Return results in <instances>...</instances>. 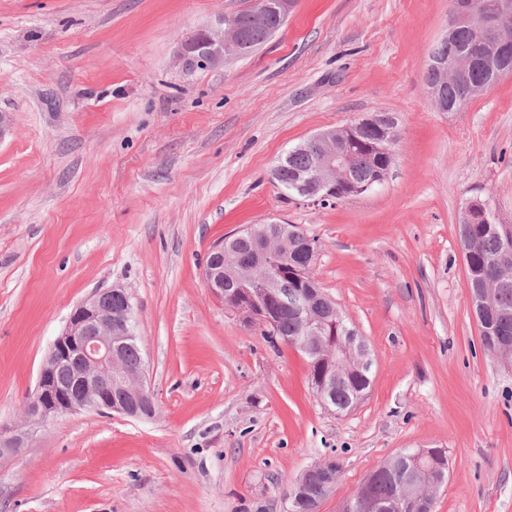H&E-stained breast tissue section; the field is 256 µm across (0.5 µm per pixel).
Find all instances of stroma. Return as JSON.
I'll return each instance as SVG.
<instances>
[{"mask_svg":"<svg viewBox=\"0 0 512 512\" xmlns=\"http://www.w3.org/2000/svg\"><path fill=\"white\" fill-rule=\"evenodd\" d=\"M255 0H0V512H289L310 465L342 512L396 453L443 448L434 512H512V366L485 351L458 239L465 203L512 225V74L457 112L431 104L452 0H296L258 50L182 71V40ZM396 120L386 180L351 201L282 194L310 135ZM299 225L313 275L373 356L352 410L325 407L295 348L241 323L202 278L251 224ZM131 297L156 411L28 429L25 401L73 308ZM338 466L333 460H325L315 463L304 470L298 480L295 482L291 494L286 492L289 501L294 502V495L301 494L306 489V496L299 505L294 507L293 512H316L313 509L326 497L320 485L327 491L333 492L337 482ZM309 483H318L310 484ZM308 485V486H307Z\"/></svg>","mask_w":512,"mask_h":512,"instance_id":"1","label":"stroma"}]
</instances>
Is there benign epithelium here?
<instances>
[{"label":"benign epithelium","mask_w":512,"mask_h":512,"mask_svg":"<svg viewBox=\"0 0 512 512\" xmlns=\"http://www.w3.org/2000/svg\"><path fill=\"white\" fill-rule=\"evenodd\" d=\"M294 0H260L251 18L242 13L222 16L215 25L206 26L179 46L177 62L186 72L220 66L241 54L242 33L248 20L262 22L270 16L285 18L290 13ZM512 3L509 0H494L482 17H477L472 0H454L447 32L465 30L472 40L495 46V51L508 53L512 38ZM445 81L451 83L468 79L469 67L455 62L442 64ZM373 131L366 146L378 158V167L371 178L364 182L354 179L347 166L345 146L359 141V133ZM396 121L392 116L381 118L375 113L356 123L344 127L341 134L334 130L320 131L300 147L310 148L316 160L306 172L303 182L316 187L315 192L302 197L316 204L347 201L382 183L393 163V146L396 142ZM296 230L276 221L259 227L251 225L232 235L233 241H242L253 253L252 268L255 274L248 280L235 279L236 287L224 289V268L215 258L226 257L224 241L213 245L214 260L207 264L203 279L206 288L224 298L225 307L236 313L246 324H269L274 319L273 302L277 299V288L281 271L273 270L268 262L271 256L288 246V238ZM318 251L312 249L309 259L290 270V275L308 289L298 304L304 314V335L289 340V345L301 351L314 362L325 363L333 370L312 382L311 388L326 406L335 386L343 381L349 368L359 373L371 370L372 360L368 346L355 330H349L345 339L334 344L324 339L330 326L343 320L335 304L318 309L326 295L316 284L313 267ZM121 298L122 305L112 306V297ZM133 308L128 293L122 288H110L93 292L70 313L63 332L53 341L41 366L35 393L25 408L26 421L40 425L56 416L89 410L112 411L132 418L150 417L155 412L153 394L145 380L144 368L136 372L126 369L122 351L127 341L133 338ZM495 356L505 364H512V343L498 340L489 342ZM76 360L80 369L75 385L64 388L57 381L59 368L66 362ZM26 434L0 432V458L21 452ZM445 457L442 448H421L408 453L401 451L393 460L408 459L415 475L425 478L431 492H436L444 483V470H435L431 463ZM338 466L333 460L315 463L304 470L295 482L289 501L301 494L310 483H318L331 493L336 487ZM373 477H368L347 501L357 512H380L383 505L372 491Z\"/></svg>","instance_id":"7a95c632"}]
</instances>
